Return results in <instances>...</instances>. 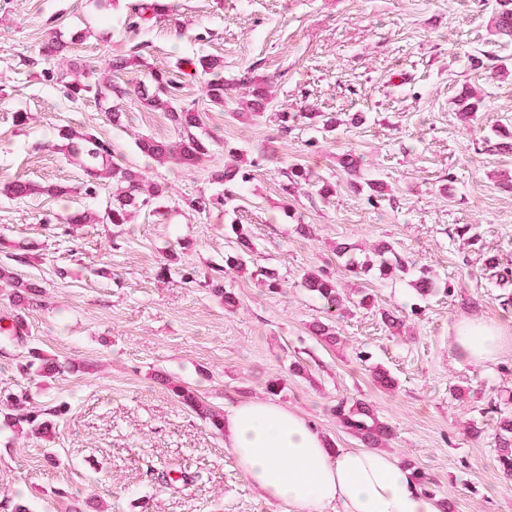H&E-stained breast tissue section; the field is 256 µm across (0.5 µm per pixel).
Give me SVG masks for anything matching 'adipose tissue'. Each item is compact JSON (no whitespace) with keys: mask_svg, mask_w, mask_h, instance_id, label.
Listing matches in <instances>:
<instances>
[{"mask_svg":"<svg viewBox=\"0 0 512 512\" xmlns=\"http://www.w3.org/2000/svg\"><path fill=\"white\" fill-rule=\"evenodd\" d=\"M512 340L494 323L464 318L453 345L469 359H495ZM224 437L247 479L288 512H442L412 471L388 452L328 448L301 412L272 401L245 400L224 418Z\"/></svg>","mask_w":512,"mask_h":512,"instance_id":"1","label":"adipose tissue"}]
</instances>
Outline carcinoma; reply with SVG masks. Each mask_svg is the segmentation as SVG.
<instances>
[{
	"mask_svg": "<svg viewBox=\"0 0 512 512\" xmlns=\"http://www.w3.org/2000/svg\"><path fill=\"white\" fill-rule=\"evenodd\" d=\"M160 0H136L131 5L133 21L131 27L137 29L148 23L160 12ZM493 24L497 31L512 38V0H496ZM191 74L201 73L208 76L207 92L210 100L224 104L226 87L224 84V62L219 58L200 57L198 59H181L174 68L154 70L150 73L152 87L141 83L135 92L153 109L171 113L172 120L180 129L175 140L155 139L150 137L138 141L139 150L160 164H177L183 167L194 165L199 158L208 154L209 144L206 140L192 133L198 127L197 113L189 110H177L173 103L177 101L179 83L174 72ZM76 77L65 83V97L71 101L83 100L89 96L103 98L107 95L117 97L127 94L123 87L112 83L107 75L96 74L88 65L75 68ZM242 84L252 86L251 98L247 100L245 110L251 115L271 102L266 90V82L253 76L243 78ZM458 112L464 122H469L473 114L482 106V99L470 94L466 100L457 103ZM59 147L64 154L76 161L87 176L96 181H105L112 185V207L99 215L89 210L77 211L68 218L70 224H125L131 214L151 204L152 200L162 195V189L154 183H148L134 170L117 165L112 161V145L91 131L78 132L72 129L59 131ZM229 161L224 163L221 179L225 182H246L248 174L239 164L240 154L230 148L227 150ZM287 178L289 188L305 183L315 188L316 193L328 198L335 193L334 185L322 184L310 179L308 170L299 163L288 165ZM0 192L9 198L25 199L36 192L54 194L60 189L54 186L42 187L37 184L16 180L3 185ZM229 230L238 244V251L224 257V265L215 268V272H227L245 266V256L252 250L251 233L247 225L233 223ZM336 253L344 260V266L353 276L358 277L370 268H374L382 277H391L405 269L402 258L391 246L380 244L373 251V258L359 262L349 253V247L339 245ZM304 287L315 297L324 302L327 311L335 313L345 306L347 296L341 292L336 280L325 271L308 272L303 276ZM8 327L0 326V332L9 333V338L18 342L26 340V327L22 318L13 316ZM172 394L178 401L199 415L217 434L224 433V413L204 403L189 386L171 385ZM6 408L3 415L4 425L25 429L29 432L47 435L53 428V418L63 414L59 407L51 409L29 408L26 399L9 393L0 399ZM333 413L341 426L358 438L366 448H380L392 439L391 426L380 420L370 407L357 402L349 405L340 401L334 406ZM502 434L498 437V461L503 470L512 472V419L504 418L501 424Z\"/></svg>",
	"mask_w": 512,
	"mask_h": 512,
	"instance_id": "cac0c4a2",
	"label": "carcinoma"
}]
</instances>
